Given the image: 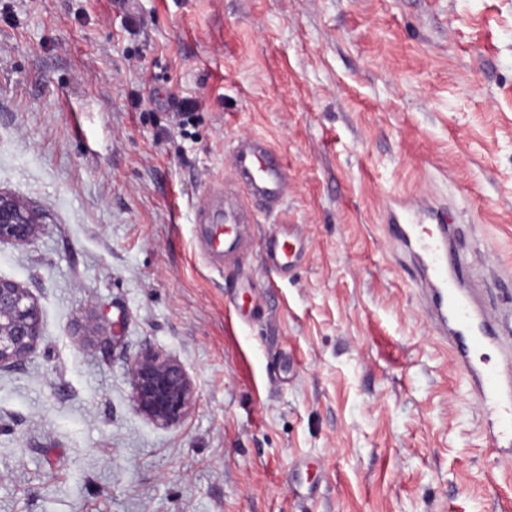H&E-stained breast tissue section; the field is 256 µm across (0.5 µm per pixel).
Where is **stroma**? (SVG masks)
I'll return each instance as SVG.
<instances>
[{
    "instance_id": "obj_1",
    "label": "stroma",
    "mask_w": 512,
    "mask_h": 512,
    "mask_svg": "<svg viewBox=\"0 0 512 512\" xmlns=\"http://www.w3.org/2000/svg\"><path fill=\"white\" fill-rule=\"evenodd\" d=\"M249 136L290 189L227 265L197 219ZM0 190L42 216L0 278L43 315L0 370V512H512L388 231L442 211L512 306V0H0ZM147 349L178 424L133 405ZM290 241H298L293 237L288 229V236L281 233H272L269 235L266 247L264 263L266 268L273 273H282L295 265L299 253L293 248ZM129 375L136 410L156 423H177L193 404V384L171 355L147 349L130 362Z\"/></svg>"
}]
</instances>
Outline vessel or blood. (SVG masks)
<instances>
[{
    "mask_svg": "<svg viewBox=\"0 0 512 512\" xmlns=\"http://www.w3.org/2000/svg\"><path fill=\"white\" fill-rule=\"evenodd\" d=\"M231 157L235 188L224 194V235L211 241L228 260L246 244L254 207L277 211L289 185L287 166L262 139L238 140ZM393 234L416 270L414 284L440 343L482 409L486 446L512 460V310L494 311L490 288L470 275L468 253L454 246L453 225L397 224ZM290 241L281 233L269 235L264 263L270 272H285L297 262ZM480 347L496 350L497 366L476 361L473 352Z\"/></svg>",
    "mask_w": 512,
    "mask_h": 512,
    "instance_id": "vessel-or-blood-1",
    "label": "vessel or blood"
}]
</instances>
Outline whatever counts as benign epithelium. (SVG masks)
<instances>
[{"label": "benign epithelium", "mask_w": 512, "mask_h": 512, "mask_svg": "<svg viewBox=\"0 0 512 512\" xmlns=\"http://www.w3.org/2000/svg\"><path fill=\"white\" fill-rule=\"evenodd\" d=\"M40 214L26 202L0 191V243L27 246L36 238ZM42 336L41 309L23 283L0 278V369L21 364ZM136 410L161 425L178 422L191 408L194 387L173 356L147 349L129 365Z\"/></svg>", "instance_id": "obj_1"}]
</instances>
